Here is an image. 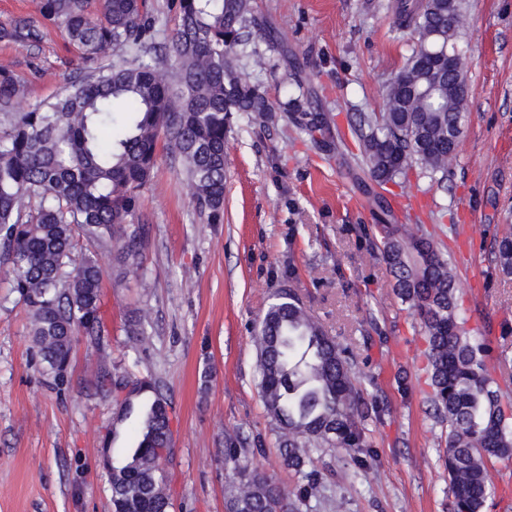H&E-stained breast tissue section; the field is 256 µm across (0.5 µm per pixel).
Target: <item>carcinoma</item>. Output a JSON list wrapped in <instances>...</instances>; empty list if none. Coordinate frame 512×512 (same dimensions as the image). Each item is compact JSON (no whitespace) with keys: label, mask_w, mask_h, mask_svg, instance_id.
Segmentation results:
<instances>
[{"label":"carcinoma","mask_w":512,"mask_h":512,"mask_svg":"<svg viewBox=\"0 0 512 512\" xmlns=\"http://www.w3.org/2000/svg\"><path fill=\"white\" fill-rule=\"evenodd\" d=\"M39 0V18L0 26V39L34 45L49 24L63 28L86 62L108 51L123 60L72 81L53 102L23 112L25 96L12 71L0 66V261L23 299L38 354L60 379L74 336L98 341L103 270L97 250L112 247L118 276L143 269L145 228L131 223L139 192L150 181L160 152L171 154L202 211L218 221L224 210L226 132L240 114L263 124L274 107L238 66L253 35L278 42L276 31L253 15L251 0H173L177 17L163 34L148 0ZM397 29L411 28L418 43L391 79L378 112L351 119L360 164L383 187L419 165L439 181L463 133L459 95L466 84L439 64L440 45L460 41L464 0H393ZM283 112L315 142L335 148L324 113L292 98ZM380 255L394 289L424 335L430 401L448 426L444 465L454 512H482L490 492L488 464L512 459V419L492 388L487 342L464 328L453 268L435 236L406 224H378ZM494 253L512 273V225L496 238ZM259 396L280 448L278 467L299 478L289 492L272 474L250 463L255 449L233 442L224 466L233 475L225 512H301L319 498L321 475L307 468L310 453L366 448L365 422L382 411L365 398L353 357L307 311L291 288L274 294L254 337ZM132 368L103 378L121 414L139 428L136 446L112 458L106 470L113 512H170L161 452L172 447L167 398L160 386Z\"/></svg>","instance_id":"1"}]
</instances>
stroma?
I'll return each instance as SVG.
<instances>
[{"label": "stroma", "instance_id": "1", "mask_svg": "<svg viewBox=\"0 0 512 512\" xmlns=\"http://www.w3.org/2000/svg\"><path fill=\"white\" fill-rule=\"evenodd\" d=\"M391 0H253L279 35L252 47L250 66L273 103L295 95L341 131L382 93L417 44L393 25ZM467 122L445 182L414 167L388 184L394 221L435 215L459 224L444 235L457 298L471 335L493 352L486 368L512 406V275L493 240L512 224V0H468ZM26 87L25 104L52 99L86 70L61 28L34 46L0 39V66ZM224 213L209 220L193 203L177 162L160 154L134 223L144 225L142 276L112 277L99 252L108 333L77 336L64 383L37 354L26 307L0 266V512H112L102 468L117 408L99 370L139 358L170 403L174 445L166 466L172 512H224L228 441L262 437L252 463L274 465L279 449L258 394L252 338L273 294L294 289L329 335L354 354L386 411L368 422L364 465L342 451L311 455L323 491L314 512H453L440 459L447 430L430 402L426 344L394 278L364 234L373 220L351 154L327 153L282 112L263 126L235 117L227 132ZM149 312L141 340L128 319Z\"/></svg>", "mask_w": 512, "mask_h": 512}]
</instances>
